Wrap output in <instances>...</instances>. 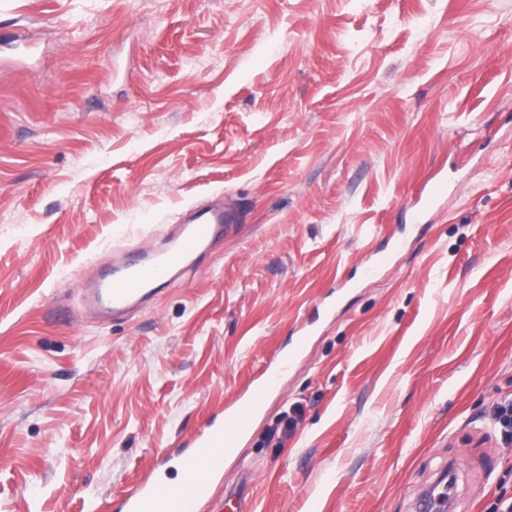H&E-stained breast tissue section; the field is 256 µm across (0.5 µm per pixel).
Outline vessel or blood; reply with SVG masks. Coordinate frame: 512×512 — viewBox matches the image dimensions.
<instances>
[{"label": "vessel or blood", "instance_id": "obj_1", "mask_svg": "<svg viewBox=\"0 0 512 512\" xmlns=\"http://www.w3.org/2000/svg\"><path fill=\"white\" fill-rule=\"evenodd\" d=\"M236 221L233 211L216 206L200 222L178 225L164 248L147 245L133 248L121 268L112 269L99 279L91 295L92 302L112 313H124L147 289L166 280L190 253L206 247ZM295 356L291 350L267 361L245 391L225 406L223 426L209 430L179 449L178 455L185 465L181 485L168 488L153 477H144L124 495L123 512H198L199 504L209 498L212 487L223 474L224 457L234 454L252 416L277 388Z\"/></svg>", "mask_w": 512, "mask_h": 512}]
</instances>
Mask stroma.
<instances>
[{
	"instance_id": "obj_1",
	"label": "stroma",
	"mask_w": 512,
	"mask_h": 512,
	"mask_svg": "<svg viewBox=\"0 0 512 512\" xmlns=\"http://www.w3.org/2000/svg\"><path fill=\"white\" fill-rule=\"evenodd\" d=\"M19 29L0 512H117L174 479L158 455L309 323L200 512H414L453 462L452 512H485L512 465V0H0ZM217 198L229 234L137 312L87 314L82 285Z\"/></svg>"
}]
</instances>
